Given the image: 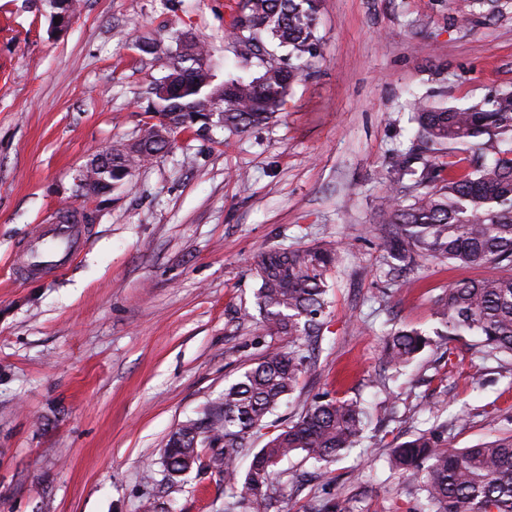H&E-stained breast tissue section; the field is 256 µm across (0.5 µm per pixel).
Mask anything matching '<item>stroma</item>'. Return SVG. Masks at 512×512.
Returning <instances> with one entry per match:
<instances>
[{
	"mask_svg": "<svg viewBox=\"0 0 512 512\" xmlns=\"http://www.w3.org/2000/svg\"><path fill=\"white\" fill-rule=\"evenodd\" d=\"M234 0H83L63 32L48 0H0V512H235L236 491L189 472L168 481L170 434L219 400L266 349L252 269L272 247L333 244L317 361L254 438L263 446L314 397L360 402L358 442L314 470L301 457L279 512L332 499L346 512H418L392 448L445 426L468 448L512 437V357L473 337L384 367L400 327L434 333L435 302L462 278L430 260L398 270L379 246L380 165L416 133L413 102L466 105L512 89V0H321V56L269 124L179 135L108 199L85 195L90 155L134 138L163 74L139 37L177 25L203 40L216 81L250 75L229 33ZM94 212L80 258L18 276L14 250L64 206Z\"/></svg>",
	"mask_w": 512,
	"mask_h": 512,
	"instance_id": "obj_1",
	"label": "stroma"
}]
</instances>
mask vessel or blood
<instances>
[{
    "mask_svg": "<svg viewBox=\"0 0 512 512\" xmlns=\"http://www.w3.org/2000/svg\"><path fill=\"white\" fill-rule=\"evenodd\" d=\"M81 245L75 225L52 219L39 225L18 258L23 272L61 268L69 264L80 252Z\"/></svg>",
    "mask_w": 512,
    "mask_h": 512,
    "instance_id": "vessel-or-blood-1",
    "label": "vessel or blood"
}]
</instances>
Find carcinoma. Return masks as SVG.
<instances>
[{"instance_id":"obj_1","label":"carcinoma","mask_w":512,"mask_h":512,"mask_svg":"<svg viewBox=\"0 0 512 512\" xmlns=\"http://www.w3.org/2000/svg\"><path fill=\"white\" fill-rule=\"evenodd\" d=\"M320 0H237L232 27L239 54L256 58L261 71L249 80L214 82L202 68L204 43L176 28L145 37L138 48L163 61L161 89L148 98V119L131 140L116 141L99 152L112 157L86 168L92 175L129 183L142 164L171 148L174 135L212 131L208 113L224 114L221 129L245 131L272 121L286 103L308 60L319 56L316 29ZM288 49L290 63L265 58L266 44ZM417 144L382 164L385 179L407 176L422 192L408 205H391L380 247L404 267L423 258L459 267L493 264L504 274L460 280L436 302L446 336L478 337L487 356H512V89L469 105L418 102L414 107ZM471 154L470 171H451L443 158ZM336 266V249H273L255 264L256 305L266 326L291 339L284 350L267 349L223 397L202 416L173 432L164 450L171 479L191 467L224 473V482L241 483V501L273 507L276 467L301 453L314 464L354 447L364 427V412L350 401L324 396L304 408L262 448L238 479L232 468L250 438L281 401L292 394L315 358L324 322L326 277ZM427 344L414 328L386 336L382 356L396 368L412 361ZM210 449L205 454L202 449ZM389 461L404 485L424 494L426 512H512V439H495L471 448H445L436 433H420L393 448Z\"/></svg>"}]
</instances>
